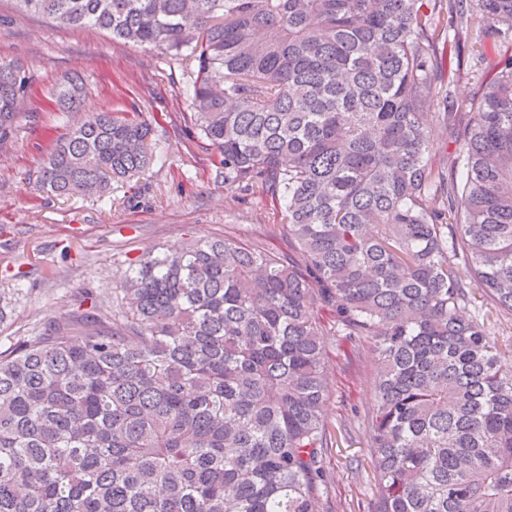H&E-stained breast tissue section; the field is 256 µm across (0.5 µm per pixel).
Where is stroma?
<instances>
[{
  "instance_id": "stroma-1",
  "label": "stroma",
  "mask_w": 512,
  "mask_h": 512,
  "mask_svg": "<svg viewBox=\"0 0 512 512\" xmlns=\"http://www.w3.org/2000/svg\"><path fill=\"white\" fill-rule=\"evenodd\" d=\"M500 51L496 37L464 48L459 99L479 98L480 58ZM0 60H16L33 76L14 131L0 139V346L33 335L45 323L97 301L104 316H120L112 290L131 259L191 240L228 236L246 245L297 256L280 231L281 204L261 191H228L216 149L192 124L186 88L191 68L166 55L97 29L63 27L16 13L0 0ZM79 76L89 112L135 109L152 127L153 166L112 184L103 198H48L36 189L46 153L78 117L57 111L52 88ZM327 332V414L342 430L329 449L330 474L321 512H372L368 414L377 372L371 344L336 331V315L316 306Z\"/></svg>"
}]
</instances>
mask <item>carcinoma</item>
Here are the masks:
<instances>
[{
    "instance_id": "1",
    "label": "carcinoma",
    "mask_w": 512,
    "mask_h": 512,
    "mask_svg": "<svg viewBox=\"0 0 512 512\" xmlns=\"http://www.w3.org/2000/svg\"><path fill=\"white\" fill-rule=\"evenodd\" d=\"M12 2L196 64L224 187L281 200L303 264L225 237L148 250L114 289L122 317L94 305L0 350V512H319L335 437L319 303L378 360L375 512H512V343L495 332L512 318V0ZM485 35L502 50L460 103L463 46ZM31 86L0 62L1 136ZM52 97L82 111L73 80ZM433 125L463 170L430 158ZM149 135L93 113L39 188L99 196L153 163Z\"/></svg>"
}]
</instances>
